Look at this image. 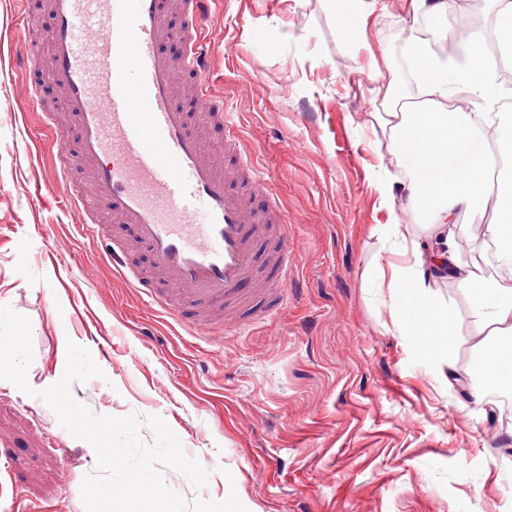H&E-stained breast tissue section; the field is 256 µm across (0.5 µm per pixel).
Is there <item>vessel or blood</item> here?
<instances>
[{
  "mask_svg": "<svg viewBox=\"0 0 512 512\" xmlns=\"http://www.w3.org/2000/svg\"><path fill=\"white\" fill-rule=\"evenodd\" d=\"M209 2L46 0L47 56L32 35L15 34L0 36V60L12 71L45 67L44 82H30L26 93L58 136L54 175L68 180L81 223L110 214L133 225L149 252L150 271L119 248L113 267L190 331L217 337L270 320L288 301L295 262L271 176L241 151L240 131L211 89ZM46 82L60 91L74 134L59 133ZM187 99L223 127V153L207 149ZM76 157L89 180H71Z\"/></svg>",
  "mask_w": 512,
  "mask_h": 512,
  "instance_id": "b4317fda",
  "label": "vessel or blood"
}]
</instances>
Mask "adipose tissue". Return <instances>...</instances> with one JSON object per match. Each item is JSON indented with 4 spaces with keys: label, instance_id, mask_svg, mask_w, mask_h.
I'll return each mask as SVG.
<instances>
[{
    "label": "adipose tissue",
    "instance_id": "adipose-tissue-1",
    "mask_svg": "<svg viewBox=\"0 0 512 512\" xmlns=\"http://www.w3.org/2000/svg\"><path fill=\"white\" fill-rule=\"evenodd\" d=\"M486 13L497 24L500 51L490 55L479 35L463 39L456 54L445 52L448 39V0H397L401 13L414 25L401 51L400 68L414 82L412 102H404L395 77L383 76L370 63L367 76L381 106L368 115L379 126L387 146L399 154L411 172L405 181L376 172L373 185L383 201L402 196V210L427 211L433 232L426 240L401 241L399 217L389 212L375 225L381 240H400L402 263L389 267L393 326L409 336H424L434 351L437 370L450 364L448 350L455 322L447 307L433 306L428 297L426 268L452 279L469 295L478 332L485 341L471 373L489 391L512 383V288L488 275L478 261L463 262L455 247L460 212L489 213L487 237L499 260L512 268V187L494 182L487 157L495 141L504 164L512 163V115L498 111L512 98L501 71L512 67V0H485ZM337 17L347 25L354 46L365 42L364 27L378 0H331ZM475 104L460 112L457 101ZM412 309L402 319L403 309Z\"/></svg>",
    "mask_w": 512,
    "mask_h": 512
}]
</instances>
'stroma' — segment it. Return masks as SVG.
Segmentation results:
<instances>
[{
    "label": "stroma",
    "instance_id": "obj_1",
    "mask_svg": "<svg viewBox=\"0 0 512 512\" xmlns=\"http://www.w3.org/2000/svg\"><path fill=\"white\" fill-rule=\"evenodd\" d=\"M209 10L213 89L294 221L300 291L273 321L220 344L154 313L112 270L116 243L148 264L133 228L75 229L52 176L55 139L20 77L0 74V305L31 320L29 384L62 378L68 343L92 351L108 336L111 360L72 394L101 415L162 417L210 472L198 488L164 469L190 501L233 491L247 512H512L502 409L512 390L487 405L469 394L483 338L467 295L451 280L432 288L456 313L451 387L393 328L390 290L372 277L381 244L369 230L387 219L372 174L409 172L368 122L371 81L352 83L350 71L379 47L399 53L411 21L380 11L379 41L355 53L328 0H211ZM95 471L87 442L0 380V512H85L80 486Z\"/></svg>",
    "mask_w": 512,
    "mask_h": 512
}]
</instances>
